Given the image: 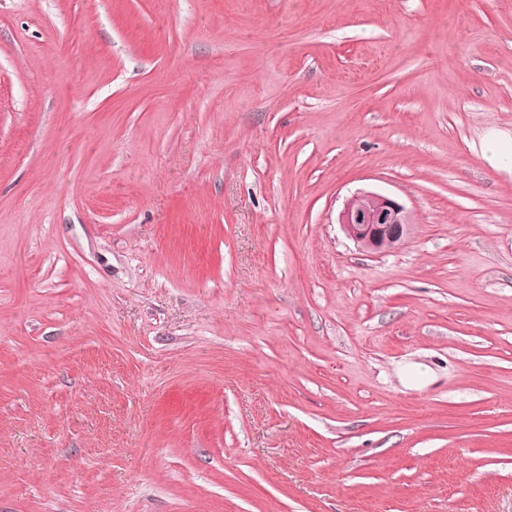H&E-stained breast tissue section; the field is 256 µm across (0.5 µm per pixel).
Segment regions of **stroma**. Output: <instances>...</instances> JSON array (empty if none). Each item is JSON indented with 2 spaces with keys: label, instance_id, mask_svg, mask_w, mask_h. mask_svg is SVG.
Returning a JSON list of instances; mask_svg holds the SVG:
<instances>
[{
  "label": "stroma",
  "instance_id": "35a3bbf8",
  "mask_svg": "<svg viewBox=\"0 0 512 512\" xmlns=\"http://www.w3.org/2000/svg\"><path fill=\"white\" fill-rule=\"evenodd\" d=\"M493 140L512 0H0V512H512ZM339 224L357 247L368 253L398 248L415 228L412 213L403 204L372 191H359L348 199Z\"/></svg>",
  "mask_w": 512,
  "mask_h": 512
}]
</instances>
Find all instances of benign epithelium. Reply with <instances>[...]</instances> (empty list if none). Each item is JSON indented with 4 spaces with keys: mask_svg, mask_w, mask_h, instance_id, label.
<instances>
[{
    "mask_svg": "<svg viewBox=\"0 0 512 512\" xmlns=\"http://www.w3.org/2000/svg\"><path fill=\"white\" fill-rule=\"evenodd\" d=\"M339 224L357 247L368 253L398 248L415 228L412 213L403 204L372 191H359L348 199Z\"/></svg>",
    "mask_w": 512,
    "mask_h": 512,
    "instance_id": "1",
    "label": "benign epithelium"
}]
</instances>
